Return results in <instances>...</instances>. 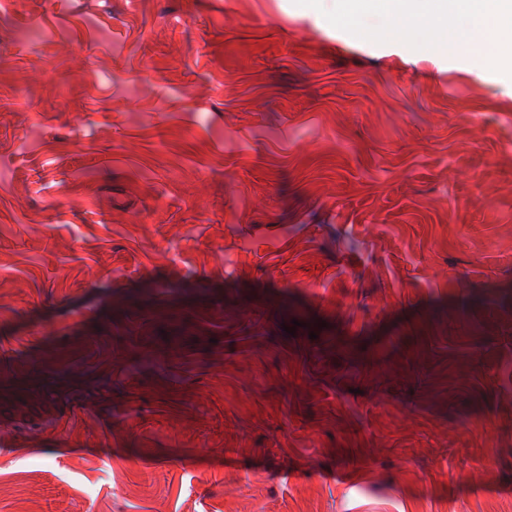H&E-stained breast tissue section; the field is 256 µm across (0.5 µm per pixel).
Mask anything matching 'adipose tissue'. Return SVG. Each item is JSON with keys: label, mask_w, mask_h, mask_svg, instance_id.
I'll return each mask as SVG.
<instances>
[{"label": "adipose tissue", "mask_w": 512, "mask_h": 512, "mask_svg": "<svg viewBox=\"0 0 512 512\" xmlns=\"http://www.w3.org/2000/svg\"><path fill=\"white\" fill-rule=\"evenodd\" d=\"M370 7L393 21L396 38L407 36V28L398 26L397 20L409 16L424 22L426 39L444 47H472L475 33L499 35L512 27V0H500L492 10L483 8L480 0H350L337 18L364 37L368 30L361 15Z\"/></svg>", "instance_id": "ef3b65f1"}]
</instances>
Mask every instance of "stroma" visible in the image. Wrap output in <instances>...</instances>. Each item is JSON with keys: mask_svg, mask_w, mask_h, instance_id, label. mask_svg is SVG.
Returning a JSON list of instances; mask_svg holds the SVG:
<instances>
[{"mask_svg": "<svg viewBox=\"0 0 512 512\" xmlns=\"http://www.w3.org/2000/svg\"><path fill=\"white\" fill-rule=\"evenodd\" d=\"M364 23L0 0V512H512V41Z\"/></svg>", "mask_w": 512, "mask_h": 512, "instance_id": "obj_1", "label": "stroma"}]
</instances>
